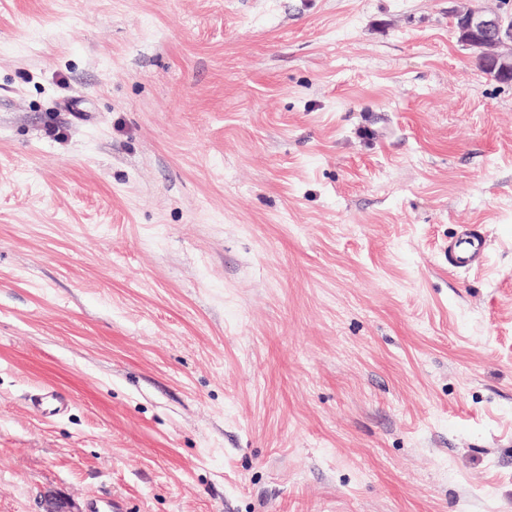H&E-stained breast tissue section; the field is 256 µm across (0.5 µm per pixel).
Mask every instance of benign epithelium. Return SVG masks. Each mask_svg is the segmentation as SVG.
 Segmentation results:
<instances>
[{
  "instance_id": "benign-epithelium-1",
  "label": "benign epithelium",
  "mask_w": 512,
  "mask_h": 512,
  "mask_svg": "<svg viewBox=\"0 0 512 512\" xmlns=\"http://www.w3.org/2000/svg\"><path fill=\"white\" fill-rule=\"evenodd\" d=\"M459 42L476 51L481 70L499 82L512 73V15L461 5L448 11Z\"/></svg>"
}]
</instances>
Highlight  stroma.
Segmentation results:
<instances>
[{
  "label": "stroma",
  "mask_w": 512,
  "mask_h": 512,
  "mask_svg": "<svg viewBox=\"0 0 512 512\" xmlns=\"http://www.w3.org/2000/svg\"><path fill=\"white\" fill-rule=\"evenodd\" d=\"M448 7L0 0V512H512V84ZM486 242L469 224L460 226L456 235L448 240V262L458 268H479L484 264Z\"/></svg>",
  "instance_id": "obj_1"
}]
</instances>
